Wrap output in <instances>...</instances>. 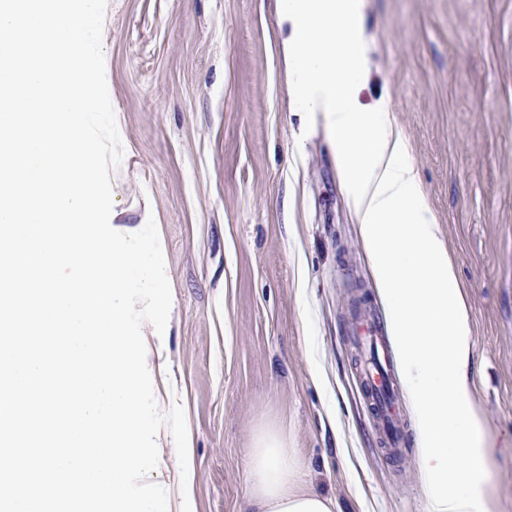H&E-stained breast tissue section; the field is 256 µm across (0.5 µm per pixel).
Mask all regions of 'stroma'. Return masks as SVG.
Instances as JSON below:
<instances>
[{"mask_svg":"<svg viewBox=\"0 0 512 512\" xmlns=\"http://www.w3.org/2000/svg\"><path fill=\"white\" fill-rule=\"evenodd\" d=\"M386 99L469 302L474 399L512 512V0H362ZM278 0H108L102 46L124 154L112 226L155 219L172 305L142 323L159 408H184L188 473L162 427L168 512H250L248 453L276 434L336 512H427L414 416L387 450L359 380V318L385 327L330 135L300 112Z\"/></svg>","mask_w":512,"mask_h":512,"instance_id":"stroma-1","label":"stroma"}]
</instances>
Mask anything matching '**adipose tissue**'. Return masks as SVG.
Masks as SVG:
<instances>
[{
	"instance_id": "1",
	"label": "adipose tissue",
	"mask_w": 512,
	"mask_h": 512,
	"mask_svg": "<svg viewBox=\"0 0 512 512\" xmlns=\"http://www.w3.org/2000/svg\"><path fill=\"white\" fill-rule=\"evenodd\" d=\"M362 0H283L288 79L303 111L321 116L336 169L386 303L388 331L415 413L416 456L427 512H497L492 454L471 400L468 307L426 206L407 144L387 106L358 101L366 73ZM297 461L277 437L249 457L253 512H334L301 489Z\"/></svg>"
}]
</instances>
